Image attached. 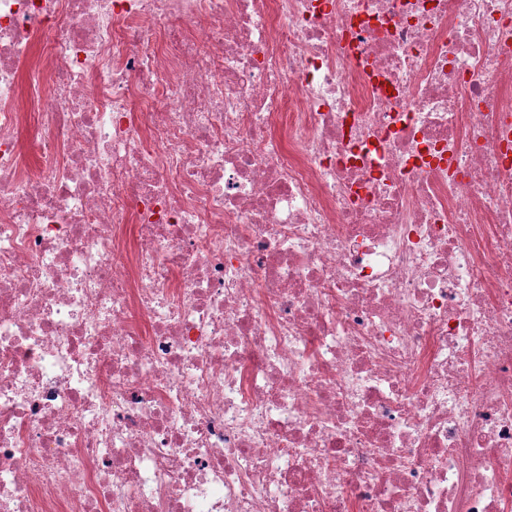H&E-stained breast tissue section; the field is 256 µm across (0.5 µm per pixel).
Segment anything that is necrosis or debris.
<instances>
[{"label": "necrosis or debris", "mask_w": 512, "mask_h": 512, "mask_svg": "<svg viewBox=\"0 0 512 512\" xmlns=\"http://www.w3.org/2000/svg\"><path fill=\"white\" fill-rule=\"evenodd\" d=\"M0 512H512V0H0Z\"/></svg>", "instance_id": "necrosis-or-debris-1"}]
</instances>
